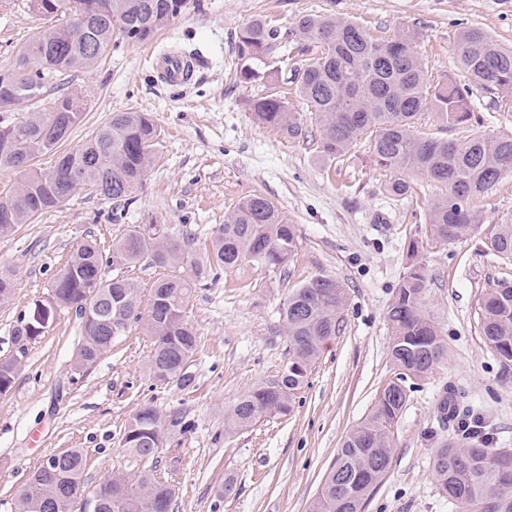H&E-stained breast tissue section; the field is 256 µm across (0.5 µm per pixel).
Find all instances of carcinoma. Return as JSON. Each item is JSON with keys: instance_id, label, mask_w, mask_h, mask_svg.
Segmentation results:
<instances>
[{"instance_id": "obj_1", "label": "carcinoma", "mask_w": 512, "mask_h": 512, "mask_svg": "<svg viewBox=\"0 0 512 512\" xmlns=\"http://www.w3.org/2000/svg\"><path fill=\"white\" fill-rule=\"evenodd\" d=\"M34 11L55 21L20 47L16 67L0 73V86L20 80L23 89L14 103L41 102L43 107L11 124L9 140L0 139V168L19 169L22 179L12 194L0 197V236L68 202L79 188H88L116 203L133 199L155 160L157 125L145 112H114L94 136L62 152L54 166L42 170L30 164L18 168L16 159L31 161L57 151L70 130L83 120V111L69 96L46 99L45 82L94 67L108 52L116 33L131 43L150 40L186 8L187 0H31ZM292 35L316 59L297 74L296 92L314 112L319 153L337 157L363 137L371 139L376 162L398 171H414L445 188L430 206L429 234L451 243L480 226L476 201L512 174V136L476 133L462 140L421 137L414 124L431 109L448 127L467 124L473 116L471 86L493 88L512 107V49L494 43L483 31L462 30L455 51L469 83L453 78L429 80L413 50L417 33L407 29L386 41L373 39L356 21L342 17L304 15ZM283 42L280 30L263 19L239 32L241 74L252 79ZM252 115L289 140L303 135L296 113L288 109L277 84L251 103ZM297 228L265 197L252 194L224 217L210 244L199 253L180 231L158 232L157 225H135L112 241V263L134 267H191V274L158 278L141 306L140 286L124 276L106 278L101 247L79 245L62 264L49 297L59 309H73L81 321L78 363L94 364L112 347L111 322L140 325L152 339L148 369L163 383L189 385L180 375L181 363L191 362L199 336L185 318L195 282L210 273L232 268L244 259L285 268L297 249ZM486 249L512 258V224H498L487 237ZM417 249L402 277L387 316L391 328L389 355L394 367L421 378L443 357L437 326L428 311L427 280ZM14 295L12 271L0 269V302ZM345 304L343 286L317 276L288 294L282 316L288 336V363L281 383L264 382L241 395L224 413V430L246 429L270 410L291 411L292 401L307 381L325 345L340 329ZM481 329L487 345L502 364H512V282L490 289L480 303ZM33 314L20 319L15 341L30 343L42 335ZM15 373L10 357L0 358V394L10 391ZM406 397L384 390L369 414L345 437L311 512H363L365 502L387 474L392 459V425ZM183 424L182 416L141 406L127 421L122 446L140 460L155 458L156 444H166L167 431ZM489 448H468L448 442L433 457V472L442 492L458 508L482 507V512H512V458ZM88 460L84 448H68L47 456L31 471L15 502V512H74L85 492L83 474ZM91 495L101 512H173L175 488L148 470L129 479L113 476L101 481Z\"/></svg>"}]
</instances>
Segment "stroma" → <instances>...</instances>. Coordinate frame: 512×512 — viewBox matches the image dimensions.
<instances>
[{
	"mask_svg": "<svg viewBox=\"0 0 512 512\" xmlns=\"http://www.w3.org/2000/svg\"><path fill=\"white\" fill-rule=\"evenodd\" d=\"M308 14L352 17L379 40L417 30L415 51L432 80L461 79L454 48L463 29H480L512 47V0H189L151 42L113 39L101 64L58 85L55 95L76 98L84 108L63 149L89 140L113 113L145 112L160 130L158 161L129 203L82 189L63 207L0 237V267L16 274L13 298L0 304V357L15 353L19 319L46 299L57 270L84 241L108 249L132 225L165 224L199 246L243 197L259 194L296 225L298 248L286 269L246 259L199 282L186 317L201 345L189 368L193 382L185 388L153 380L147 370L151 341L137 326L94 365L76 367L80 321L74 310H59L28 344L12 389L0 395V512H14L30 469L66 448L87 449L89 487L146 469L174 479V512H310L345 435L395 378L387 312L415 256L425 268L428 308L444 354L430 374L406 381L407 402L392 427L391 464L364 512H459L439 488L431 460L443 443L462 441L461 421L481 422L491 447L512 451V366H503L485 343L479 316L483 295L512 282V259L485 250L494 226L512 222V175L477 201L482 225L476 233L432 242L427 212L443 193L439 185L408 171L411 192L391 195L387 185L397 173L374 163L366 139L342 156H320L318 126L295 82L297 69L314 53L292 40L279 83L304 134L291 141L256 122L250 104L268 86L242 78L239 32L264 18L285 34ZM46 24L30 0L0 8V72L14 68L18 48ZM191 50L207 63L181 87L161 82L149 63L153 53ZM472 103L481 125L448 128L427 111L417 134L512 135V112L497 92L474 90ZM319 275L345 288L346 304L339 332L313 365L292 411L225 432V410L287 363L281 308L293 289ZM145 404L180 412L187 427L172 429L158 457L143 461L124 451L121 437ZM447 407L454 412L450 426L441 421ZM228 474L236 491L225 497L219 490Z\"/></svg>",
	"mask_w": 512,
	"mask_h": 512,
	"instance_id": "1",
	"label": "stroma"
}]
</instances>
